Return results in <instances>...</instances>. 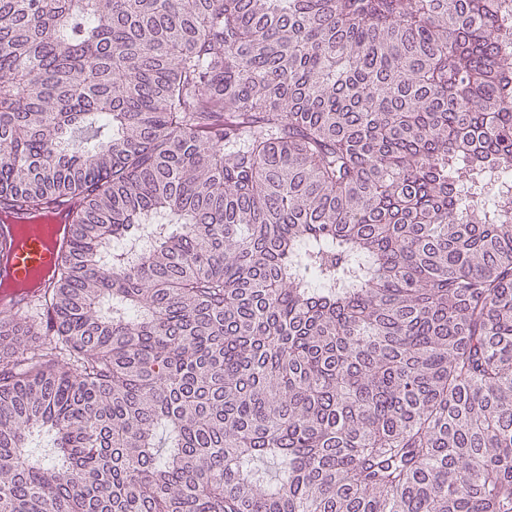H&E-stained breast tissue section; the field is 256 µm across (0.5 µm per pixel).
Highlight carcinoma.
<instances>
[{"label":"carcinoma","instance_id":"1","mask_svg":"<svg viewBox=\"0 0 512 512\" xmlns=\"http://www.w3.org/2000/svg\"><path fill=\"white\" fill-rule=\"evenodd\" d=\"M499 4L0 0V512H512ZM43 227V224H30L21 244L12 225H0V279H22L45 265L58 269L70 260L68 244H50L43 235ZM4 242H10L11 248Z\"/></svg>","mask_w":512,"mask_h":512}]
</instances>
